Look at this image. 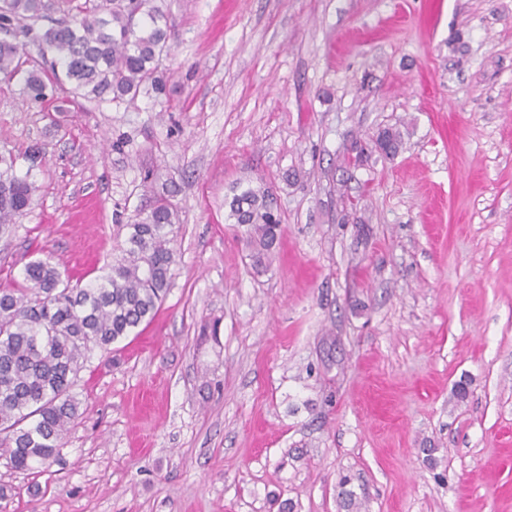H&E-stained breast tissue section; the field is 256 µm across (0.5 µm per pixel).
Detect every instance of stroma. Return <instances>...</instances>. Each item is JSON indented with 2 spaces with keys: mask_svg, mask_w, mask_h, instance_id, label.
Segmentation results:
<instances>
[{
  "mask_svg": "<svg viewBox=\"0 0 512 512\" xmlns=\"http://www.w3.org/2000/svg\"><path fill=\"white\" fill-rule=\"evenodd\" d=\"M161 5L135 99L46 112L0 81L37 186L0 287L46 257L94 280L148 174L179 216L161 306L92 351L49 469L0 456V512H512V0ZM257 179L285 225L264 272L227 218Z\"/></svg>",
  "mask_w": 512,
  "mask_h": 512,
  "instance_id": "35a3bbf8",
  "label": "stroma"
}]
</instances>
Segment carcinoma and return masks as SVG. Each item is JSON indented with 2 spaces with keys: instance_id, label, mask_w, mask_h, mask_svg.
<instances>
[{
  "instance_id": "1",
  "label": "carcinoma",
  "mask_w": 512,
  "mask_h": 512,
  "mask_svg": "<svg viewBox=\"0 0 512 512\" xmlns=\"http://www.w3.org/2000/svg\"><path fill=\"white\" fill-rule=\"evenodd\" d=\"M155 0H0V79L22 68L31 39L52 53L43 68L27 71L31 100H47L48 87L68 81L75 94L119 102L155 82L169 51L165 15ZM401 133L385 130L376 150L393 156ZM14 159L0 156V228L30 205L35 183L14 175ZM228 219L242 229L257 269L269 263L282 231L270 188L233 193ZM178 214L166 193L156 194L131 224L123 225L121 255L82 287L61 279L50 259L26 264L23 281L0 290V451L17 472L50 464L79 416L72 394L92 348L106 349L153 318L164 300L176 262Z\"/></svg>"
}]
</instances>
